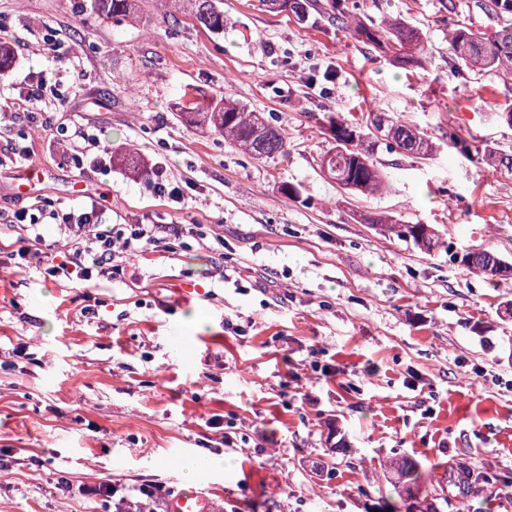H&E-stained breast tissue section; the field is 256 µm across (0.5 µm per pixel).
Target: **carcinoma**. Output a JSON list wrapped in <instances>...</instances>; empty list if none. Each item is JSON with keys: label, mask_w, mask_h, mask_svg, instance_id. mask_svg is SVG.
Instances as JSON below:
<instances>
[{"label": "carcinoma", "mask_w": 512, "mask_h": 512, "mask_svg": "<svg viewBox=\"0 0 512 512\" xmlns=\"http://www.w3.org/2000/svg\"><path fill=\"white\" fill-rule=\"evenodd\" d=\"M178 9L191 15L212 33L224 31V8L221 0H175ZM470 11H477L496 22L490 33L471 25L454 29L448 35V53L457 63L485 72L512 69V0H470ZM95 13L116 22L133 17V0H93ZM354 35L390 56L405 68H421L427 55V41L419 28L403 16L388 18L380 23L360 20L353 27ZM180 117L187 123L224 137L253 159L266 162L288 153V138L272 126L263 113L254 112L231 96L200 100L193 96L185 100ZM325 133L334 141L322 156L321 172L336 185L353 194L370 195L378 192L388 177L374 160L380 141H388L397 152L426 161L432 159L436 146L429 136L415 125L385 112L374 113V119L329 117ZM487 162L512 172V156L496 151L486 143L482 149ZM378 232L388 238L411 241L420 250L430 253L443 244L440 234L429 224H400L392 219L367 218ZM501 257L490 248L469 249L462 258L452 259L459 270L490 281L512 279V274L497 275ZM391 469L404 486L421 490L423 497L435 495L421 485V465L409 457H400Z\"/></svg>", "instance_id": "cac0c4a2"}]
</instances>
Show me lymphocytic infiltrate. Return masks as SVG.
Returning <instances> with one entry per match:
<instances>
[{
    "label": "lymphocytic infiltrate",
    "instance_id": "1",
    "mask_svg": "<svg viewBox=\"0 0 512 512\" xmlns=\"http://www.w3.org/2000/svg\"><path fill=\"white\" fill-rule=\"evenodd\" d=\"M0 223L9 225L19 234V246L9 252V259H20L42 269L48 276L94 282L117 279L124 273L121 255L138 256L158 248L171 239L190 235L198 244L210 246L223 254V239H210L207 232L193 224H115L106 217L98 201L79 208L65 207L60 202L42 199L29 207L0 211ZM44 224L56 225L66 241L68 261L52 264L42 249L33 247L30 235Z\"/></svg>",
    "mask_w": 512,
    "mask_h": 512
}]
</instances>
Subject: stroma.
Returning a JSON list of instances; mask_svg holds the SVG:
<instances>
[{
    "instance_id": "35a3bbf8",
    "label": "stroma",
    "mask_w": 512,
    "mask_h": 512,
    "mask_svg": "<svg viewBox=\"0 0 512 512\" xmlns=\"http://www.w3.org/2000/svg\"><path fill=\"white\" fill-rule=\"evenodd\" d=\"M89 2L0 0L14 52L0 81V210L94 199L116 224H201L223 235L236 281L220 282L192 239L93 287L1 266L0 512H113L86 487L109 482L131 500L155 482L178 491L183 460L200 453L227 461L201 486L218 512H376L400 456L432 484L451 461L512 477V279L466 276L451 260L490 248L512 262V173L444 149L459 134L512 154V127L495 117L512 76L448 62L449 31L486 17L467 0H345L350 14L422 30L431 54L404 69L318 6L300 19L223 0L216 34L170 0H136L127 25ZM43 73L58 86L40 105L55 139L13 102L16 84ZM188 92L264 113L287 156L260 162L187 124ZM373 108L441 151L420 161L378 143L389 186L352 195L319 169L322 119ZM22 132L40 174L23 192L10 152ZM87 133L162 170L183 203L116 163L76 168L68 154ZM368 215L432 225L445 244L422 252ZM332 429L347 451L331 447Z\"/></svg>"
}]
</instances>
